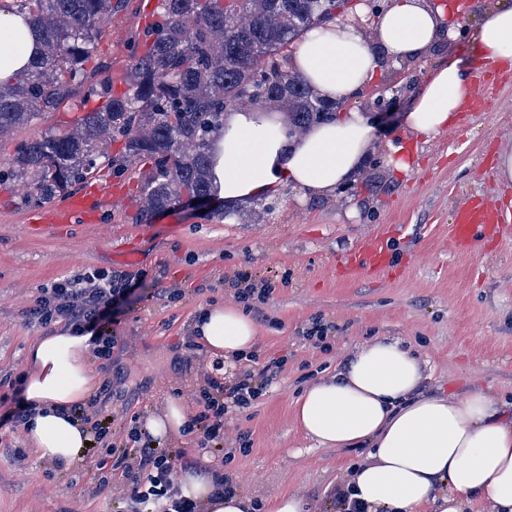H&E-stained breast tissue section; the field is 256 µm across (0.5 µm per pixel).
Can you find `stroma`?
Here are the masks:
<instances>
[{
    "label": "stroma",
    "instance_id": "1",
    "mask_svg": "<svg viewBox=\"0 0 512 512\" xmlns=\"http://www.w3.org/2000/svg\"><path fill=\"white\" fill-rule=\"evenodd\" d=\"M464 34L443 42L391 79L389 96L407 108L437 67L472 68L478 48L470 33L496 0H464ZM149 23L140 0L112 14L93 61L113 90L125 89L131 56ZM493 98L482 112H461L436 137L406 134L402 125L378 126L372 155L386 159L390 140L402 138L410 174L386 171V187L372 194L355 182L353 194L311 197L285 187L273 214L258 224L225 223L221 201L178 205L141 222L137 169L121 175L125 187L94 224H71L50 237L29 233L40 205L25 202L20 186L0 184V512H126L132 483L113 466L131 447L129 434L161 413L170 399L197 415L206 375L235 380L241 365L206 348H188L200 307L239 302L258 328L259 360L286 357L273 385L252 404L224 418V451L199 450L197 433L181 432L161 447L185 450L186 471L206 466L234 475L254 512L268 498L295 493L309 512H336L331 494L361 448H324L294 418L296 400L312 383L335 372L361 344L377 337L408 342L427 362L429 391L499 395L512 414V222L497 237L455 251L448 238L454 212L478 195L502 209L512 186L501 182L498 154L512 149V66H493ZM70 107L0 139V168L16 146L68 126ZM388 233L390 268L358 279L337 275V264L367 236ZM138 260L120 261L124 249ZM98 269L125 277L132 289L112 308L117 341L110 358H92L100 381L93 394L110 432L93 441L78 463L49 461L30 448L9 416L25 371L29 344L49 335L29 310L54 281ZM254 289L251 298L237 292ZM322 327L324 347L307 339ZM27 449L18 465L14 451ZM107 486H100V479Z\"/></svg>",
    "mask_w": 512,
    "mask_h": 512
}]
</instances>
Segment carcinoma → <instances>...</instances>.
I'll list each match as a JSON object with an SVG mask.
<instances>
[{
    "mask_svg": "<svg viewBox=\"0 0 512 512\" xmlns=\"http://www.w3.org/2000/svg\"><path fill=\"white\" fill-rule=\"evenodd\" d=\"M43 44L33 65L0 81V139L64 104L82 116L19 145L4 176L30 201L66 196L100 171L140 167L142 220L183 196L209 197L207 142L225 114L264 105L288 118V137L332 106L281 70L299 32L345 12L349 0H159L149 45L133 54L118 96L88 68L106 20L125 0H13ZM122 150L110 154L115 142Z\"/></svg>",
    "mask_w": 512,
    "mask_h": 512,
    "instance_id": "carcinoma-1",
    "label": "carcinoma"
}]
</instances>
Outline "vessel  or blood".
Returning a JSON list of instances; mask_svg holds the SVG:
<instances>
[{
  "mask_svg": "<svg viewBox=\"0 0 512 512\" xmlns=\"http://www.w3.org/2000/svg\"><path fill=\"white\" fill-rule=\"evenodd\" d=\"M120 194V188L90 181L79 194L66 202L45 208L36 231L50 234L77 221L85 224L96 223L104 203ZM505 221V216L496 207L482 199H472L457 213L449 228V240L456 249H470L479 240L496 232ZM389 262L386 240L384 236L376 235L365 239L348 256L342 270L346 277L356 278L366 270L373 273L385 271Z\"/></svg>",
  "mask_w": 512,
  "mask_h": 512,
  "instance_id": "1",
  "label": "vessel or blood"
}]
</instances>
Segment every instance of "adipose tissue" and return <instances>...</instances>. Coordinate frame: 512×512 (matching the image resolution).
Wrapping results in <instances>:
<instances>
[{"instance_id":"ef3b65f1","label":"adipose tissue","mask_w":512,"mask_h":512,"mask_svg":"<svg viewBox=\"0 0 512 512\" xmlns=\"http://www.w3.org/2000/svg\"><path fill=\"white\" fill-rule=\"evenodd\" d=\"M464 0H392L378 14L375 35L329 23L303 31L291 53L294 70L322 98L350 97L375 78L380 57L412 60L441 37L457 38ZM483 60L512 61V5L491 10L474 32ZM40 41L26 16L0 9V80L29 67ZM468 71L452 63L426 81L403 115L417 138L437 136L453 123L466 99ZM375 138L372 120L350 109L287 137L267 110L244 108L209 140L210 185L228 206L276 194L286 185L314 195L336 193L354 182ZM194 330L214 353L228 359L253 350L258 329L234 304L203 307ZM95 332L62 325L28 349L22 379L28 411L26 435L41 457L79 461L90 432L73 414L96 390L89 365ZM426 363L406 343L385 337L362 344L336 373L311 384L295 402V418L318 445L367 447L339 488L365 512H512V420L490 393L464 396L425 390ZM215 471L187 475L183 496L206 512H251L239 492L218 494Z\"/></svg>"}]
</instances>
